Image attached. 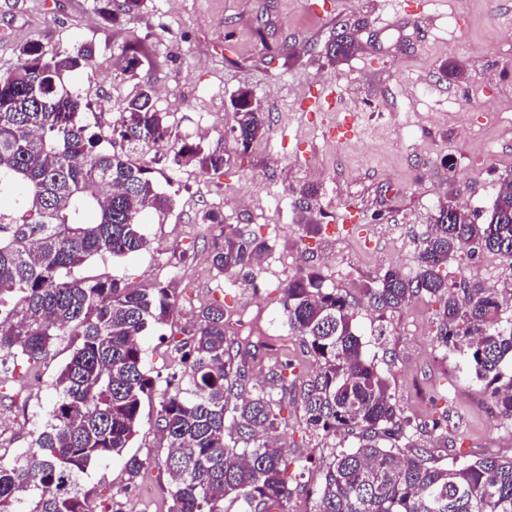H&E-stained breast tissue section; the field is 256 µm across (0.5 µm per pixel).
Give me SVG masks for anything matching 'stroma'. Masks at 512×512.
Segmentation results:
<instances>
[{"instance_id":"stroma-1","label":"stroma","mask_w":512,"mask_h":512,"mask_svg":"<svg viewBox=\"0 0 512 512\" xmlns=\"http://www.w3.org/2000/svg\"><path fill=\"white\" fill-rule=\"evenodd\" d=\"M343 27L355 32L360 49L336 65L325 46ZM29 42L61 51L93 45L89 65L64 81L87 96L102 128L147 82L169 127L168 142L147 162L173 205L163 215H142L148 247L123 258L96 256L74 271L140 290L168 285L177 296L166 324L140 338L155 395L141 403L137 436L122 455L92 464L84 476L98 503L109 512H168L171 477L156 425L157 396L183 369L174 340L220 302L232 337L248 347L251 379L287 368L280 432L293 460L290 471L302 484L289 510L308 512L319 467L339 445L305 425L303 384L321 362L280 312L282 288L308 268L357 305L365 353L417 430L418 445L438 464L512 457V418L498 413L461 360L443 358L437 303L418 297L383 315L365 307L362 293L387 268L416 274L438 205L452 200L485 214L503 176L512 173V132L497 119L512 112V99L495 92L496 81L512 82V0H143L136 24L116 26L100 18L96 0H0L1 73L19 64L18 49ZM286 44L295 53L288 61L279 54ZM128 47L140 64L124 75L118 64ZM454 61L464 70L458 79L441 72ZM242 89L252 91L270 125L246 150L232 133L231 101ZM331 89L339 101L335 111L304 110V102ZM470 98L483 107L470 113L474 130L463 134L448 108ZM342 123L349 136L337 132ZM173 142L223 151V169L174 166ZM310 183L318 189L320 232L314 236L305 233L298 209V191ZM209 210L265 239L268 251L251 269L227 277L212 267L214 229L200 221ZM449 271L470 288L498 291L512 283V270L487 252ZM70 355L65 338L39 374L22 361L0 372V461L30 448ZM441 418L444 429L425 432ZM131 455L143 463L133 484L123 467Z\"/></svg>"}]
</instances>
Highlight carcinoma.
<instances>
[{"instance_id":"obj_1","label":"carcinoma","mask_w":512,"mask_h":512,"mask_svg":"<svg viewBox=\"0 0 512 512\" xmlns=\"http://www.w3.org/2000/svg\"><path fill=\"white\" fill-rule=\"evenodd\" d=\"M96 2L113 25L133 23L142 7V0ZM358 49L345 27L326 54L339 64ZM91 55L87 44L58 51L28 43L18 66L0 74V195L18 193L14 207H0V365L22 359L37 371L61 337H76L33 450L0 462V512H96L82 477L92 463L131 446L142 399L155 386L143 369L139 336L165 323L175 304L166 286L139 290L73 275L94 256L146 248L140 215L164 214L173 204L142 161L168 138L153 87L147 83L129 97L113 122L121 147H103V131L85 119L90 102L63 81ZM232 103V133L246 151L268 131L265 112L249 90ZM173 163L218 171L224 155L184 143L173 148ZM201 222L220 228L209 259L222 275L244 272L267 250L254 231L224 223L219 212H204ZM478 250L512 260V174L480 224L452 201L441 205L420 246L417 274L390 267L364 296L377 312H397L418 296L434 299L439 344L460 355L472 381L512 417V375L504 371L512 362V316H503L512 289L459 288L444 274ZM281 292L289 329L322 362L304 384L306 427L356 440L323 462L310 512H512V458L440 467L425 448L396 450L397 442L410 440L408 422L363 351L348 296L323 287L313 269L299 271ZM224 317V305L212 304L175 344L189 396L165 392L157 412L169 448L168 512H224L226 499L239 503L238 512H288L293 460L279 442L281 404L273 395L286 379L276 368L250 384L245 353L234 348Z\"/></svg>"}]
</instances>
